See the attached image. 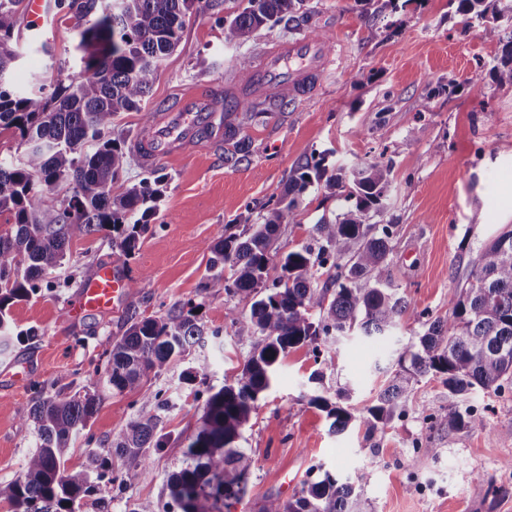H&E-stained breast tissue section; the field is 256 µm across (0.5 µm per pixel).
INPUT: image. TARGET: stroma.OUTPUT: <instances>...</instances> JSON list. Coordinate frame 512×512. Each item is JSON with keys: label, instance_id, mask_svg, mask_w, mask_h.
<instances>
[{"label": "stroma", "instance_id": "stroma-1", "mask_svg": "<svg viewBox=\"0 0 512 512\" xmlns=\"http://www.w3.org/2000/svg\"><path fill=\"white\" fill-rule=\"evenodd\" d=\"M307 7L311 26L327 31L335 45L334 63L315 94L285 107L265 99V114L240 130L250 152L238 165L225 164L207 145L154 167L131 159L125 184L166 179L135 252L125 254L104 234L73 239L64 263L48 276L51 289L10 307L13 336L0 352V485L19 475L36 447L28 419L32 383L62 377L77 391L95 386L108 360L104 342L123 335L131 314L160 317L194 301L205 327L221 328L222 334L149 376V385L169 400L159 413L167 444L148 449L147 463L138 467L112 455L113 480L99 491L108 512H132L144 500L169 501L168 477L186 466V447L204 415L181 372L206 365V386L221 387L253 344L229 323L233 316L248 318L249 304L223 288H202L209 276L204 244L256 223L280 198L298 162L323 153L332 168L392 163L394 180L379 218L395 231L388 278L417 311L434 317L447 316L449 299L471 283L482 248L512 225V86L493 79L498 45L483 39L479 26L462 28L450 0H411L373 26L355 0H308ZM291 36L283 26L269 25L245 44H228L223 14H192L142 111L118 113L113 137L131 141L142 112L195 84H225L236 57L257 55ZM354 72L362 74L360 84L351 83ZM468 79L482 80L484 95L463 89ZM452 81L460 85L453 94ZM342 207L339 196L310 187L299 200L298 223L280 226L278 251L309 243L314 224L335 218ZM105 264L137 280V288L116 310L70 318L69 308ZM418 328L408 316L386 336L355 334L323 344L317 359L310 348L291 350L243 430L239 445L252 460L251 474L243 500L227 512H257L267 497H291L315 464L344 479L366 476L361 495L368 512H512L511 391L497 396L472 389L460 403L482 416L483 424L451 433L437 419L448 392L439 377L427 376L410 395L406 416L370 440L361 426L333 433L325 412L309 404L315 388L331 398L344 388L349 406L364 411ZM20 363L28 366L31 384L10 377ZM318 369L325 373L319 386L310 380ZM100 396L91 421L95 440L75 443L71 470H78L86 453L110 447L137 415L135 394L104 389ZM420 441L437 448V455L419 453Z\"/></svg>", "mask_w": 512, "mask_h": 512}]
</instances>
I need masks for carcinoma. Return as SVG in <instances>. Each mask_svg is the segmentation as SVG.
Masks as SVG:
<instances>
[{"label": "carcinoma", "instance_id": "cac0c4a2", "mask_svg": "<svg viewBox=\"0 0 512 512\" xmlns=\"http://www.w3.org/2000/svg\"><path fill=\"white\" fill-rule=\"evenodd\" d=\"M24 0H0V131L14 130L21 155L0 161V214H10L11 227L0 231V346L8 347V307L42 291L43 275L66 258L72 239L100 231L112 233V244L132 253L148 232L150 218L163 195L165 178H144L115 192L128 165V154L112 137L119 112L139 111L148 97L160 64L179 47L186 18L202 9L219 7L216 0H58L80 20L74 49L80 71L62 76L68 60L43 51L57 65V77L29 91L13 83L20 57L18 22ZM306 0H246V6L224 18V42L241 44L269 23L298 26L310 15ZM487 0H458L464 24H483L482 34L502 43L494 66L497 84L512 86V36L501 37L500 9L487 19ZM257 103L242 97L229 104L225 116L224 163L232 166L248 157V143L238 138L240 127L257 116ZM325 158H310L293 169L288 186L262 223L247 225L238 235L220 236L206 244L212 279L224 280V294L250 304L245 320L230 324L258 337L240 371L216 391H197L205 397L202 426L187 448L191 463L169 479L171 501L146 500L131 512H210L218 503L229 507L245 493L239 479L249 477L250 460L238 447L242 432L261 394L269 389L276 365L294 348L310 347L358 332L384 336L411 313L419 323L415 341L398 359V369L374 404L361 414L316 395L309 403L327 411L331 428L342 433L355 424L374 434L406 413V403L420 379L442 377L452 401L440 414L450 432L482 425L480 416L455 399L475 387L500 395L512 389V228L488 242L480 253L470 287L448 300L446 317H429L411 310L410 302L386 276L394 231L373 219L385 210L393 183V166L381 161L361 167L336 168L328 173ZM69 186L66 204L51 191ZM338 190L350 202L333 220L314 225L311 243L275 257L278 228L297 224L298 199L313 185ZM279 267L272 278L270 270ZM229 270L228 277L222 276ZM330 270L324 287L318 272ZM165 317L132 315L123 335L108 342L109 354L101 382L115 394L140 396L138 416L129 421L112 448L90 452L81 469L68 471L71 446L94 440L90 421L100 394L72 391L58 378L37 383L29 418L37 436L35 451L21 474L0 487V501L9 512H73L89 497L95 482L111 467L112 451L131 464L147 462V448H163L167 435L158 431L155 410L166 406L162 390L146 385L149 373H159L183 359L203 342L207 332L196 314L201 304ZM315 480L287 500L268 498L259 512H363L362 499L352 483L322 470Z\"/></svg>", "mask_w": 512, "mask_h": 512}]
</instances>
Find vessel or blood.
Masks as SVG:
<instances>
[{
	"instance_id": "b4317fda",
	"label": "vessel or blood",
	"mask_w": 512,
	"mask_h": 512,
	"mask_svg": "<svg viewBox=\"0 0 512 512\" xmlns=\"http://www.w3.org/2000/svg\"><path fill=\"white\" fill-rule=\"evenodd\" d=\"M57 12L53 0H25L24 25L28 30L55 31ZM330 64L320 40L304 36L273 43L256 55L250 67L238 70L223 91L199 83L158 106L149 123L142 125L131 149L146 166H155L185 155L201 145L224 141V98L241 90L255 95L275 93L288 86L293 99L313 95ZM128 287L125 275L112 266H101L80 294L71 315H86L116 308Z\"/></svg>"
}]
</instances>
